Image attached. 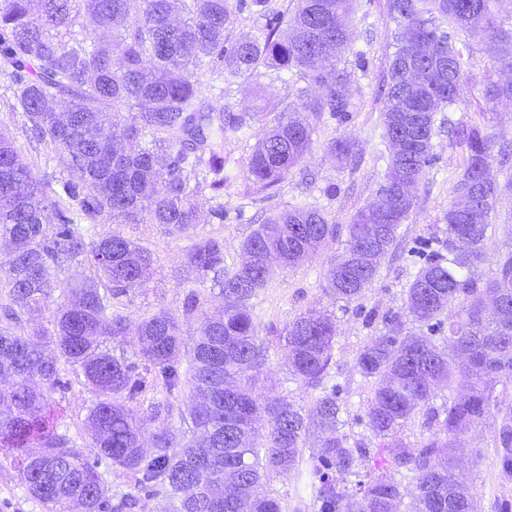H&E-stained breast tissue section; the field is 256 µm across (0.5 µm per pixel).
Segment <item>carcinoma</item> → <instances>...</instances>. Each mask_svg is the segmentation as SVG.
<instances>
[{
  "mask_svg": "<svg viewBox=\"0 0 512 512\" xmlns=\"http://www.w3.org/2000/svg\"><path fill=\"white\" fill-rule=\"evenodd\" d=\"M355 0H296L293 10L272 0H0V70L12 81L11 109L40 142L66 154L75 180L53 189L32 174L15 143L0 136V240L13 257L0 274V446L21 452L18 471L28 493L48 512H283L281 502L252 489L270 473L299 469L318 512H348L346 478L367 448H349L336 436L340 405L336 387L304 411L288 399L256 392L266 350L259 342L250 301L278 269L297 267L336 240L338 226L316 208L291 207L261 220L241 245L240 261L224 267V240L195 241L186 264L201 284L219 287L223 309H204L201 293L185 294L180 314L159 310L137 320L114 303L142 288L153 264L149 250L121 235L94 239L81 225L159 224L170 235L192 238L198 198L224 196L229 181L224 155L231 138L255 124L261 133L246 162V176L268 190L299 167L315 133L312 119L350 118L345 94L350 74L336 61L350 46ZM494 0H387L396 23V50L380 94L382 138L389 162L374 202L347 225L343 253L328 271L326 293L353 301L371 286L377 259L397 240L414 206L402 187L417 185L435 161L436 114L456 104L464 74L459 32L487 40L489 49L510 39L492 9ZM259 34L232 36L242 20ZM424 38L435 58L415 60L406 40ZM297 71L324 88L303 99L260 112L205 105L200 78L207 73L249 78L259 69ZM485 98H512V82L490 81ZM452 133L466 156L453 192L476 205H453L443 216V251L416 273L404 311L420 325L441 327L448 314L453 344L443 351L427 336L405 328L400 314L378 315L385 332L360 350L356 366L374 380L366 416L388 451L387 463L415 485L411 512H478L453 459L456 438L491 413L494 386L512 377V249L498 255L495 276L485 280V240L495 205L512 196V178H485L493 161L512 166V150L493 148L500 135L486 125L461 124ZM328 149L346 168L359 149L333 139ZM53 210L57 223L46 222ZM95 269L92 281L53 293L59 275L75 263ZM56 303L53 330L23 332L21 317ZM460 304L458 315L452 305ZM198 322L184 339L181 321ZM336 325L328 316L301 314L284 336L288 369L305 384L323 382L332 359ZM126 341L131 355L104 347ZM69 366L97 397L86 416L97 458L130 479L133 492L114 503L98 462L75 451L61 433L47 392L66 388ZM469 392L438 411L430 407L439 388L457 376ZM190 393L187 412L172 422L170 405L134 408L142 396ZM418 409L436 431L420 448L392 439ZM497 465L512 478V406L496 408ZM327 437L303 463L306 432ZM151 432V449L142 436ZM209 469L200 483L196 464ZM360 512H398L400 484L384 474L356 483Z\"/></svg>",
  "mask_w": 512,
  "mask_h": 512,
  "instance_id": "cac0c4a2",
  "label": "carcinoma"
}]
</instances>
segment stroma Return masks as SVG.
Instances as JSON below:
<instances>
[{
	"label": "stroma",
	"instance_id": "stroma-1",
	"mask_svg": "<svg viewBox=\"0 0 512 512\" xmlns=\"http://www.w3.org/2000/svg\"><path fill=\"white\" fill-rule=\"evenodd\" d=\"M396 26L387 11V0H359L353 15L352 43L340 66L353 78L346 92L355 105L346 122L322 118L316 125L313 143L302 167L313 178L305 184L300 173H291L273 189L258 191L249 188L241 172V163L256 143L255 136L232 140L227 149L232 161V178L224 189L223 223L212 220L208 211H201L195 233L200 237H216L224 241L226 267L236 265L242 241L266 213L286 207L308 206L323 210L340 233L306 263L281 270L272 286L253 299L252 314L259 337L267 347L266 380L258 390L286 397L302 409H309L321 394V387L304 385L292 376L286 364L281 337L285 327L295 317L308 311L324 312L336 322V338L327 380L337 387L341 406L337 434L345 438L350 448H376L378 440L367 425L366 409L373 392L372 380L362 377L356 369V358L371 336L382 327L380 321L368 320L369 311L398 312L404 306L405 294L415 274L429 252L441 249L444 225L441 218L457 197L454 181L465 157L464 148L449 135V124L490 123L499 129L505 140L512 143V99L486 104L483 80L512 81V41L501 43L496 53H488L485 42L478 37H461V50L466 61V74L456 105L437 113L434 153L436 160L425 179L413 194L414 206L398 233L396 248L385 256L377 276L363 297L352 302L334 300L323 287L330 266L343 252L347 241L345 229L352 216L369 206L382 181L387 166V153L379 133L383 103L376 95L377 86L386 71L394 50ZM317 95L320 89L310 78L293 72L260 70L250 80H236L226 99H213V106L230 103L235 111L254 112L263 106L281 101L297 103L299 89ZM13 101L11 79L0 72V133L13 138L22 148L24 161L41 181L56 182L65 174L64 156L46 144L29 142L18 114L11 112ZM355 143L360 158L355 167L339 168L330 156L332 138ZM335 185V196L325 189ZM95 237L121 234L137 239L153 254L152 275L145 288L122 298L120 310L137 319L151 312L180 308L192 283L185 267V254L191 247L188 238H174L156 224H98ZM512 239V204L500 203L492 215L487 232V261L482 266L485 277H492L496 259L504 242ZM49 400L61 410L64 430L73 438L80 453L88 460L96 459L95 449L85 440L84 420L96 400L80 379H72L69 389L49 393ZM498 423L487 418L479 426L462 435L455 450L458 464L467 485L480 504L479 512H500L501 503L512 504V480L502 479L496 460L494 437ZM98 470L112 498L131 492L128 479L113 470L110 462L97 461ZM263 493L281 500L286 512H317L309 492L303 491L297 472L275 475L263 483ZM0 512H47L46 507L32 499L20 481L14 455L0 449Z\"/></svg>",
	"mask_w": 512,
	"mask_h": 512
}]
</instances>
